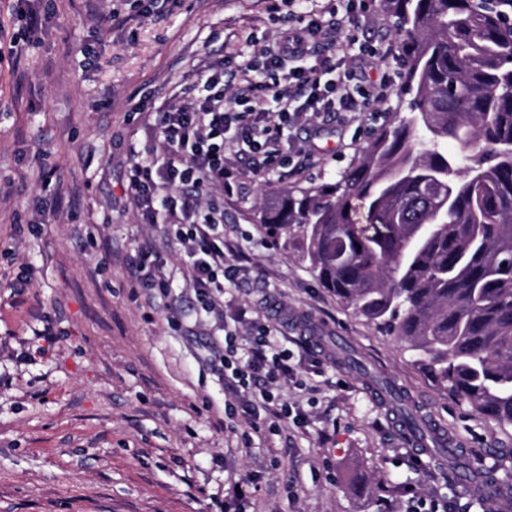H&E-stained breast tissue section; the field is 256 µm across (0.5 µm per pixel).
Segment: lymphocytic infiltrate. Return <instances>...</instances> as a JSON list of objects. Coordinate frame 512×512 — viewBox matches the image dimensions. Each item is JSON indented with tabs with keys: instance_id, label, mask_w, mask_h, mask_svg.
Segmentation results:
<instances>
[{
	"instance_id": "obj_1",
	"label": "lymphocytic infiltrate",
	"mask_w": 512,
	"mask_h": 512,
	"mask_svg": "<svg viewBox=\"0 0 512 512\" xmlns=\"http://www.w3.org/2000/svg\"><path fill=\"white\" fill-rule=\"evenodd\" d=\"M315 0H297L306 23L292 25L257 51L244 55L234 76L237 95L225 96L224 67L207 63L197 72L201 94L158 112L152 161L133 160L129 189L149 223H162L169 245L183 256L188 281L202 310L215 322L224 320V286L236 284L238 268L224 254V214L209 198L213 191L232 190L233 172L226 166L228 145H246L253 155L254 177L281 167L285 152L278 136L282 124L323 112H368L378 92L351 83L347 63L354 47L377 57L357 36L336 40L330 54L317 45L329 30L341 29L337 16H324ZM134 266L138 288L163 296L170 277L151 245L139 246ZM293 354L281 348L268 326L252 322L247 341L225 332L212 346L211 367L238 400L244 417L255 421L265 413L274 433L285 422L301 423L299 403L288 401L282 385L295 371Z\"/></svg>"
}]
</instances>
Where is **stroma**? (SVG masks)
Segmentation results:
<instances>
[{
	"instance_id": "stroma-1",
	"label": "stroma",
	"mask_w": 512,
	"mask_h": 512,
	"mask_svg": "<svg viewBox=\"0 0 512 512\" xmlns=\"http://www.w3.org/2000/svg\"><path fill=\"white\" fill-rule=\"evenodd\" d=\"M289 0H50L41 28L20 30L0 0V34L26 51L0 58V512H212L243 481L246 512H495L447 455L397 432L379 370L423 420L446 431L459 462L512 485V424L479 414L441 387L394 337L319 284L309 260L279 251L254 214L265 192L334 182L376 126L404 111L401 43L380 0L359 36L382 61L348 66L355 81L392 80L383 113L326 112L280 131L289 162L225 196L226 256L240 268L224 315L271 325L294 353L303 427L264 436L224 426L232 402L210 370V333L178 253L128 189L131 151L155 138L153 114L191 88L201 60L287 27ZM152 237L173 282L163 308L131 299L134 247ZM33 269L25 291L13 283ZM178 313L171 328L167 309ZM51 326L40 346L35 330ZM319 336L334 361L308 351Z\"/></svg>"
}]
</instances>
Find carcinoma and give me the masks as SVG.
Wrapping results in <instances>:
<instances>
[{"mask_svg": "<svg viewBox=\"0 0 512 512\" xmlns=\"http://www.w3.org/2000/svg\"><path fill=\"white\" fill-rule=\"evenodd\" d=\"M383 6L410 115L335 182L268 194L256 222L451 395L512 424V0Z\"/></svg>", "mask_w": 512, "mask_h": 512, "instance_id": "obj_1", "label": "carcinoma"}]
</instances>
